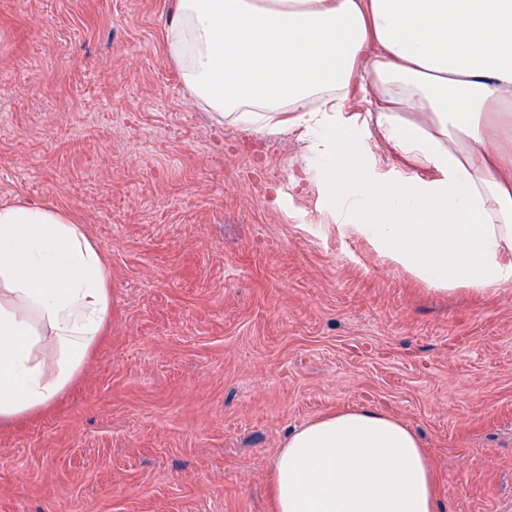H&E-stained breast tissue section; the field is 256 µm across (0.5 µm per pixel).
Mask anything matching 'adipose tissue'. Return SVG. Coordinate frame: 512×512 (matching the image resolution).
Segmentation results:
<instances>
[{"label":"adipose tissue","instance_id":"obj_1","mask_svg":"<svg viewBox=\"0 0 512 512\" xmlns=\"http://www.w3.org/2000/svg\"><path fill=\"white\" fill-rule=\"evenodd\" d=\"M164 48L221 120L311 136L324 189L377 254L438 292L512 283V0H176ZM413 167L375 179L341 157L354 80ZM112 316L103 252L64 209L0 206V423L40 413L82 371ZM275 512H437L419 435L347 408L275 454Z\"/></svg>","mask_w":512,"mask_h":512}]
</instances>
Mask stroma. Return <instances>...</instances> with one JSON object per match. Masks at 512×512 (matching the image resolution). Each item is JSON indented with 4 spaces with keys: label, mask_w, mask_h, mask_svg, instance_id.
Wrapping results in <instances>:
<instances>
[{
    "label": "stroma",
    "mask_w": 512,
    "mask_h": 512,
    "mask_svg": "<svg viewBox=\"0 0 512 512\" xmlns=\"http://www.w3.org/2000/svg\"><path fill=\"white\" fill-rule=\"evenodd\" d=\"M172 0H0V205L101 248L112 323L37 418L0 427V512H274L272 458L375 408L429 456L438 512H512V285L439 294L344 227L295 134L217 123L166 55ZM373 174L405 161L365 117Z\"/></svg>",
    "instance_id": "obj_1"
}]
</instances>
